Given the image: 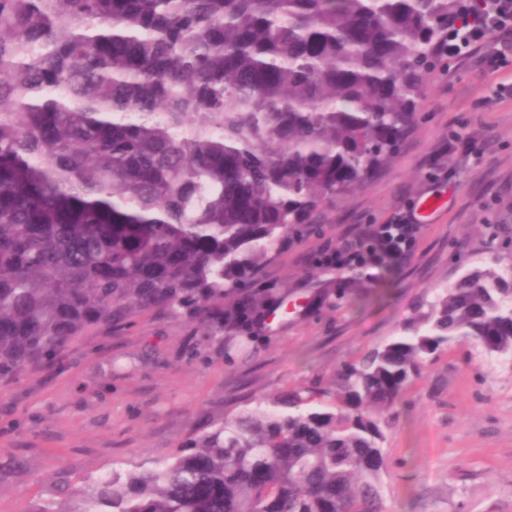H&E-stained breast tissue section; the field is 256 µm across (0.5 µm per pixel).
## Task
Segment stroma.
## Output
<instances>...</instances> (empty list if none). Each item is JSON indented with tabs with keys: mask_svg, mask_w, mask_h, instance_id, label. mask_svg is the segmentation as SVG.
I'll use <instances>...</instances> for the list:
<instances>
[{
	"mask_svg": "<svg viewBox=\"0 0 512 512\" xmlns=\"http://www.w3.org/2000/svg\"><path fill=\"white\" fill-rule=\"evenodd\" d=\"M488 52L427 71L416 133L365 188L327 211L324 237L333 240L418 217L421 202L437 196L443 206L421 223L407 260L319 276L309 256L321 239L289 244L274 277L300 297L343 288L351 300L289 315L252 363L228 360L185 326L148 322L86 337L65 366L0 385V512H26L134 457L169 456L207 416L313 381L331 386L338 367L399 336L413 309L458 280L457 251L472 266H512V100L491 93L512 80V65L489 71ZM387 417V512H512V363L490 367L473 343L452 342L428 358Z\"/></svg>",
	"mask_w": 512,
	"mask_h": 512,
	"instance_id": "1",
	"label": "stroma"
}]
</instances>
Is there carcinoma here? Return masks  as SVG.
Instances as JSON below:
<instances>
[{"label":"carcinoma","mask_w":512,"mask_h":512,"mask_svg":"<svg viewBox=\"0 0 512 512\" xmlns=\"http://www.w3.org/2000/svg\"><path fill=\"white\" fill-rule=\"evenodd\" d=\"M456 0H0V383L142 320L256 347L269 268L391 164ZM310 263L336 271L327 242ZM347 293L325 288L336 308ZM458 338L512 358V276L467 268L400 336L166 458L26 512H385L379 412Z\"/></svg>","instance_id":"carcinoma-1"}]
</instances>
